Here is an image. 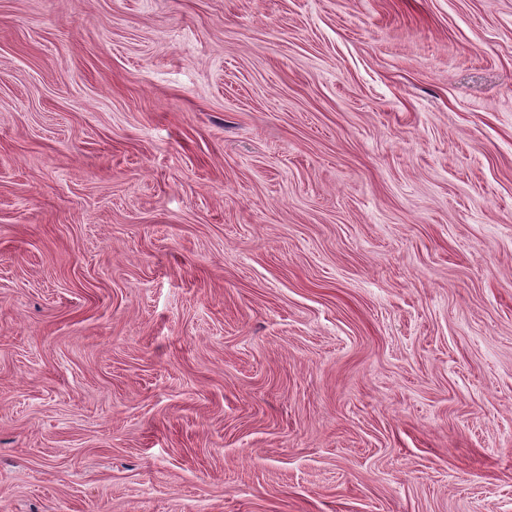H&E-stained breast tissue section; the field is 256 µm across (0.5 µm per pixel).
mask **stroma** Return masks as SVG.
<instances>
[{
  "mask_svg": "<svg viewBox=\"0 0 512 512\" xmlns=\"http://www.w3.org/2000/svg\"><path fill=\"white\" fill-rule=\"evenodd\" d=\"M0 512H512V0H0Z\"/></svg>",
  "mask_w": 512,
  "mask_h": 512,
  "instance_id": "35a3bbf8",
  "label": "stroma"
}]
</instances>
